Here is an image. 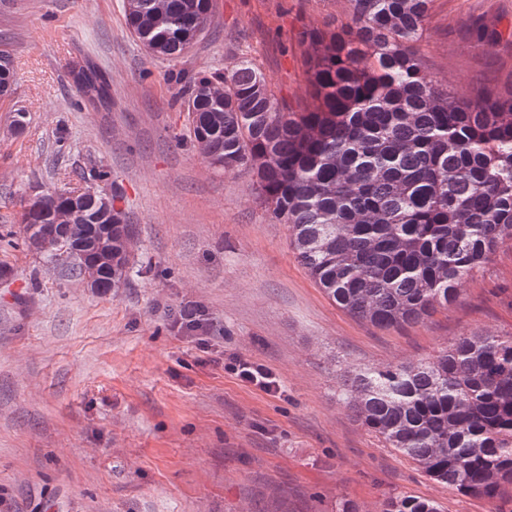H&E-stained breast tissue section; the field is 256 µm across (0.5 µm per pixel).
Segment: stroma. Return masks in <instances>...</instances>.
<instances>
[{"instance_id": "35a3bbf8", "label": "stroma", "mask_w": 512, "mask_h": 512, "mask_svg": "<svg viewBox=\"0 0 512 512\" xmlns=\"http://www.w3.org/2000/svg\"><path fill=\"white\" fill-rule=\"evenodd\" d=\"M126 0H0L17 71L0 101V227L84 170L135 224L132 272L101 295L23 249L0 285V512H381L404 494L491 512L388 448L341 401L358 367L432 360L458 337L512 333V240L448 308L380 328L330 302L250 170L215 171L188 136L180 81L253 60L278 98L309 104L316 35L349 0H213L181 58L149 55ZM496 32L492 42L483 36ZM418 51L449 95L512 93V0H432ZM95 64L108 102L76 107ZM198 305L216 346L270 368L282 392L196 364L173 319Z\"/></svg>"}]
</instances>
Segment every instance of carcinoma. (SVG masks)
Wrapping results in <instances>:
<instances>
[{
	"mask_svg": "<svg viewBox=\"0 0 512 512\" xmlns=\"http://www.w3.org/2000/svg\"><path fill=\"white\" fill-rule=\"evenodd\" d=\"M430 0H351V24L319 37L311 108L274 94L249 59L186 82L191 142L214 168L248 167L257 199L288 225L291 245L335 305L369 323L416 324L458 296L460 284L512 238V98H448L424 70L419 42ZM127 24L154 56L196 42L212 0H127ZM11 55L0 50V100L11 96ZM79 92L109 99L88 65ZM71 191L23 208L0 251L23 244L101 293L130 274L136 225L84 202L59 229ZM112 233V257L98 246ZM343 403L386 447L429 478L495 505L512 500V334L457 338L430 361L348 375ZM384 512H441L433 500L391 496Z\"/></svg>",
	"mask_w": 512,
	"mask_h": 512,
	"instance_id": "1",
	"label": "carcinoma"
}]
</instances>
